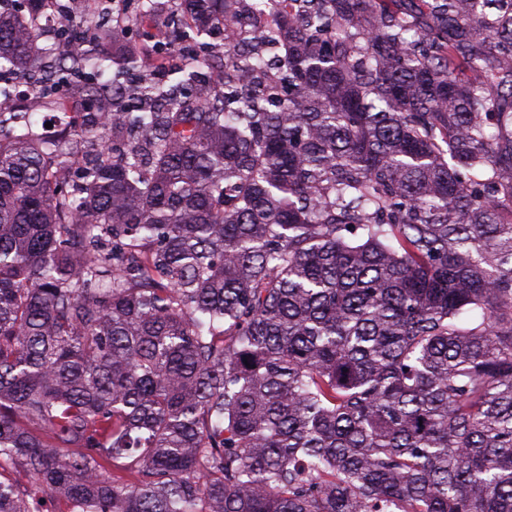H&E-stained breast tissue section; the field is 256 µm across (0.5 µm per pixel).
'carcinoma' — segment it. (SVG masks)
<instances>
[{"mask_svg": "<svg viewBox=\"0 0 512 512\" xmlns=\"http://www.w3.org/2000/svg\"><path fill=\"white\" fill-rule=\"evenodd\" d=\"M5 2L0 80L149 63ZM170 2L175 84L0 118V512H512V0Z\"/></svg>", "mask_w": 512, "mask_h": 512, "instance_id": "obj_1", "label": "carcinoma"}]
</instances>
